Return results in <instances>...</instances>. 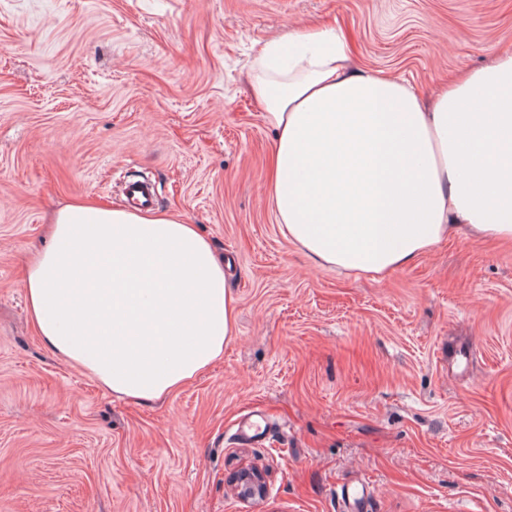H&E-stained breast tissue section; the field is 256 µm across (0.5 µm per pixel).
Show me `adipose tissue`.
<instances>
[{
  "label": "adipose tissue",
  "instance_id": "adipose-tissue-1",
  "mask_svg": "<svg viewBox=\"0 0 512 512\" xmlns=\"http://www.w3.org/2000/svg\"><path fill=\"white\" fill-rule=\"evenodd\" d=\"M250 90L276 132V222L315 266L380 276L459 225L512 241V52L427 102L355 66L335 30H291L262 48ZM50 236L23 280L30 319L105 391L159 400L223 355L236 300L197 225L80 203Z\"/></svg>",
  "mask_w": 512,
  "mask_h": 512
}]
</instances>
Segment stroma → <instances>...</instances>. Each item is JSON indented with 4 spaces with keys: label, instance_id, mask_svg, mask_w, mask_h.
<instances>
[{
    "label": "stroma",
    "instance_id": "35a3bbf8",
    "mask_svg": "<svg viewBox=\"0 0 512 512\" xmlns=\"http://www.w3.org/2000/svg\"><path fill=\"white\" fill-rule=\"evenodd\" d=\"M309 26L426 97L512 50V0H0V512H512V243L457 232L371 278L275 221L248 79ZM143 178L228 260L238 322L137 403L42 342L23 275L52 212ZM256 411L271 430L236 436ZM234 485L243 500L254 498L256 494L262 497L265 494V480L261 470L257 467L243 469L234 480Z\"/></svg>",
    "mask_w": 512,
    "mask_h": 512
}]
</instances>
